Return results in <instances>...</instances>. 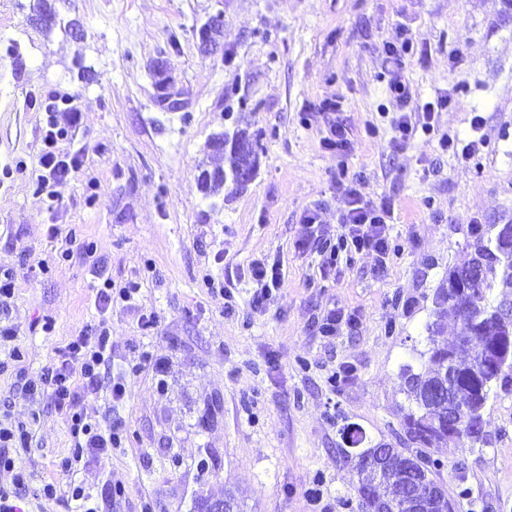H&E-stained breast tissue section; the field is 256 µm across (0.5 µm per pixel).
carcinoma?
I'll return each mask as SVG.
<instances>
[{"label":"carcinoma","instance_id":"obj_1","mask_svg":"<svg viewBox=\"0 0 512 512\" xmlns=\"http://www.w3.org/2000/svg\"><path fill=\"white\" fill-rule=\"evenodd\" d=\"M210 146L224 154L226 167L204 169L199 175L202 189L212 194L226 182L243 184L238 179L240 163L250 157L252 167L258 165V141L244 130L224 132L213 138ZM494 224L471 227L473 253L468 265L479 268L480 276L465 292L456 288L460 268L448 269L436 289L434 308L425 325L429 348L420 353L427 365L416 369L411 364L401 368L405 393L409 401L401 418L403 447L390 448L379 442L374 448H389L394 457L393 469L378 475L359 469L360 483H373L382 494L399 484L406 463L428 476L440 471L431 449L448 441L479 442L482 416L498 390L512 386V321L499 317V307L512 294V248H508ZM453 310L458 317L456 329L448 334L442 320ZM462 348L472 349V357L458 364L449 392L437 394L448 358L457 357ZM462 411L454 422H448V405Z\"/></svg>","mask_w":512,"mask_h":512}]
</instances>
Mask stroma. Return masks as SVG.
<instances>
[{
    "label": "stroma",
    "mask_w": 512,
    "mask_h": 512,
    "mask_svg": "<svg viewBox=\"0 0 512 512\" xmlns=\"http://www.w3.org/2000/svg\"><path fill=\"white\" fill-rule=\"evenodd\" d=\"M55 23L29 21L31 0H0V271L14 295L0 307L20 361L0 350V411L32 421L19 463L24 512H194L234 495L239 512H359L357 451L398 444L406 402L399 369L429 343L425 324L448 268L469 258L475 224H512V0H53ZM222 16L213 45L198 29ZM412 35L403 58L417 103L451 92L434 133L393 148L387 43ZM342 104L354 148L347 164L323 148V100ZM71 113L58 144L78 173L34 195L30 171L45 107ZM484 118L485 144L463 160L439 148ZM260 131L255 176L205 194L201 168L222 159L218 133ZM364 177L365 198L394 206L386 266L359 255L321 277L315 248L296 250L314 210L335 226L336 184ZM280 258L285 278L252 306L250 261ZM137 283L133 300L95 305L104 279ZM225 287L223 301L204 285ZM355 315L336 335L328 311ZM112 336L106 377L145 356L127 394L80 398L125 440L63 472L72 438L51 398L30 403L71 336ZM30 420V419H29ZM483 441L434 449L457 512H512V388L484 413ZM120 484L114 497L106 484ZM90 498L76 501L73 486Z\"/></svg>",
    "instance_id": "obj_1"
}]
</instances>
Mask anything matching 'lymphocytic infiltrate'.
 <instances>
[{"instance_id": "obj_1", "label": "lymphocytic infiltrate", "mask_w": 512, "mask_h": 512, "mask_svg": "<svg viewBox=\"0 0 512 512\" xmlns=\"http://www.w3.org/2000/svg\"><path fill=\"white\" fill-rule=\"evenodd\" d=\"M411 44V39L406 37L400 43L387 44L385 48L386 55L393 62L388 72L387 88L400 110L399 115L391 120L394 131L391 143L396 148L405 147L416 133L434 132L439 112L451 102L450 95H440L424 103L417 111H409L410 95L400 61ZM65 134V129L59 126L56 118H49L43 148L33 166L38 184L71 175V167L57 151V143ZM361 182V176L356 174L349 182L337 186L344 207L339 213L336 229L325 230L320 239L318 254L321 271H333L342 258L356 254L371 252L384 262L391 253L390 223L394 211L388 202L376 203L364 199L360 192ZM111 351L112 337L106 327L82 329L77 336L71 337L58 360L45 370L40 383L27 382L22 386L31 401L50 396L56 407L66 415L72 437L70 463L80 462L91 453L109 452L122 444L121 425H101L98 419L77 408L80 394H96L106 388L102 385L101 368L109 360ZM126 388V378L120 377L106 389H109L112 399L118 401L124 398ZM29 439L26 423L13 420L8 415L0 417V472L13 475L11 488L0 487V512H23L21 503L29 489L38 498L52 500L57 496V487L52 483L30 488L28 474L17 467L14 457L9 454L13 448L27 449Z\"/></svg>"}]
</instances>
